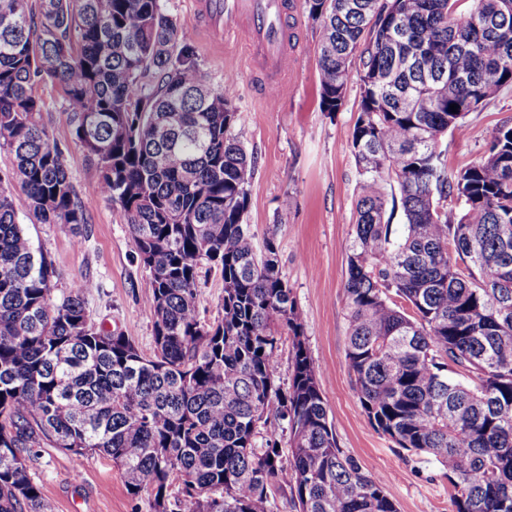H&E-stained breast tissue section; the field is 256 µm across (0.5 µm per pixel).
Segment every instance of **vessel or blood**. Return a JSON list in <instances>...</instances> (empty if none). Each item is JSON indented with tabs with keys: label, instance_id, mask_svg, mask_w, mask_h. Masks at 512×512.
<instances>
[{
	"label": "vessel or blood",
	"instance_id": "b4317fda",
	"mask_svg": "<svg viewBox=\"0 0 512 512\" xmlns=\"http://www.w3.org/2000/svg\"><path fill=\"white\" fill-rule=\"evenodd\" d=\"M194 27L211 39L244 37L250 67L265 90H284L297 46L285 0H195Z\"/></svg>",
	"mask_w": 512,
	"mask_h": 512
}]
</instances>
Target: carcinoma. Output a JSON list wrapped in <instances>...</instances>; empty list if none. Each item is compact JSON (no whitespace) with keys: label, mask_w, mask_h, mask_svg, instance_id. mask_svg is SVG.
Listing matches in <instances>:
<instances>
[{"label":"carcinoma","mask_w":512,"mask_h":512,"mask_svg":"<svg viewBox=\"0 0 512 512\" xmlns=\"http://www.w3.org/2000/svg\"><path fill=\"white\" fill-rule=\"evenodd\" d=\"M304 8L322 110L340 111L359 78L344 285L355 392L378 433L444 470L454 512H512V125L453 173L442 145L512 89V0ZM194 56L165 0H0V151L13 156L0 174V512H45L25 463L44 441L112 458L157 512H268L273 487L296 512H397L383 476L338 446L276 239L257 243L244 222L255 158ZM46 84L136 244L150 357L91 321L92 283L56 288L18 221L14 184L32 223H89L41 122ZM203 264L224 283L212 321Z\"/></svg>","instance_id":"obj_1"}]
</instances>
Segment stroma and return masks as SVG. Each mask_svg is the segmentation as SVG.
Wrapping results in <instances>:
<instances>
[{
	"mask_svg": "<svg viewBox=\"0 0 512 512\" xmlns=\"http://www.w3.org/2000/svg\"><path fill=\"white\" fill-rule=\"evenodd\" d=\"M300 53L288 90L261 96L242 40L222 49L194 38L197 61L216 88L229 90L239 119L233 129L256 159L248 186L245 221L257 238L275 236L279 271L296 302L306 344L320 372V385L336 440L364 471L383 475L398 512H454L442 470L397 448L370 424L344 364L348 336L344 283L347 247L353 237L358 174L350 148L358 112L359 81L351 79L341 111L320 108L318 33L304 7L293 19ZM38 94L42 122L63 148L71 180L90 205V221L31 224L35 247L52 259L58 285L92 284L83 300L91 320L129 336L144 355L154 337L145 272L118 209L104 198L100 178L71 133L69 114L51 86ZM466 137H445L449 170L477 160L491 131L512 125V91L502 92L466 118ZM49 512H155L150 493L131 497L111 458L92 454L82 463L61 449H38L27 461Z\"/></svg>",
	"mask_w": 512,
	"mask_h": 512,
	"instance_id": "obj_1",
	"label": "stroma"
}]
</instances>
